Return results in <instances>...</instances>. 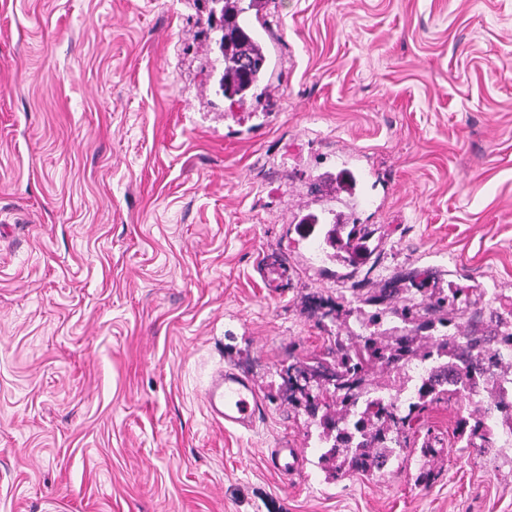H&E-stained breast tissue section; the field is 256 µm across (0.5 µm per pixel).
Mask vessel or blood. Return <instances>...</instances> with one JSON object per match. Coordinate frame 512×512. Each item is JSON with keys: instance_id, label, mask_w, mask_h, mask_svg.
<instances>
[{"instance_id": "b4317fda", "label": "vessel or blood", "mask_w": 512, "mask_h": 512, "mask_svg": "<svg viewBox=\"0 0 512 512\" xmlns=\"http://www.w3.org/2000/svg\"><path fill=\"white\" fill-rule=\"evenodd\" d=\"M209 415L230 428L252 429L259 411L257 391L251 380L233 372L214 376L203 397ZM300 453L294 448H277L270 454L269 464L279 472L299 468Z\"/></svg>"}]
</instances>
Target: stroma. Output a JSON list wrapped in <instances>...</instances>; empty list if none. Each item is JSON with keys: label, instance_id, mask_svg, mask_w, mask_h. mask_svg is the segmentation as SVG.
<instances>
[{"label": "stroma", "instance_id": "35a3bbf8", "mask_svg": "<svg viewBox=\"0 0 512 512\" xmlns=\"http://www.w3.org/2000/svg\"><path fill=\"white\" fill-rule=\"evenodd\" d=\"M206 0H0V512H512V452L329 478L284 370L423 274L460 329L512 319V0H267L260 100L217 97ZM349 170L355 185L341 182ZM372 224L342 278L308 214ZM341 312L322 323L311 299ZM249 376L253 429L211 419ZM299 449L298 472L271 469ZM206 411L225 427L253 428L258 411L257 391L251 380L242 374L221 371L214 376L204 393ZM300 453L296 448H275L270 454V467L276 471L288 473L299 469Z\"/></svg>", "mask_w": 512, "mask_h": 512}]
</instances>
